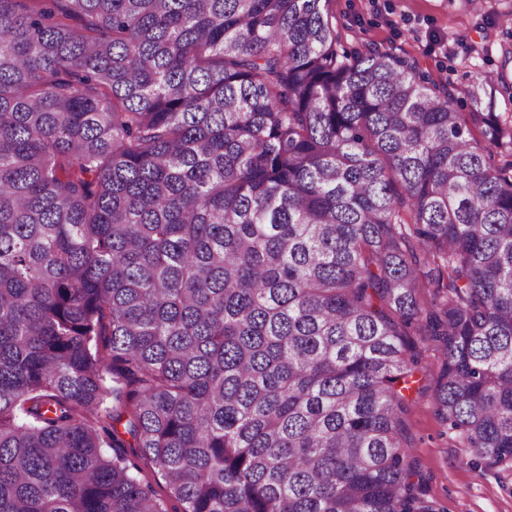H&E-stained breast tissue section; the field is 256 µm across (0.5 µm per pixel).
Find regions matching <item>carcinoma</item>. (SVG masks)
<instances>
[{"label":"carcinoma","mask_w":512,"mask_h":512,"mask_svg":"<svg viewBox=\"0 0 512 512\" xmlns=\"http://www.w3.org/2000/svg\"><path fill=\"white\" fill-rule=\"evenodd\" d=\"M329 2L0 0V512H436L417 336L512 463V115Z\"/></svg>","instance_id":"1"}]
</instances>
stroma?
I'll use <instances>...</instances> for the list:
<instances>
[{
	"label": "stroma",
	"instance_id": "stroma-1",
	"mask_svg": "<svg viewBox=\"0 0 512 512\" xmlns=\"http://www.w3.org/2000/svg\"><path fill=\"white\" fill-rule=\"evenodd\" d=\"M340 51L376 46L416 58L435 82H454L456 111L471 110L465 90L476 75L512 74V0H332ZM423 388L405 417L409 452L425 475V490L438 512H512V467H474L460 435L433 415L440 362L420 349Z\"/></svg>",
	"mask_w": 512,
	"mask_h": 512
}]
</instances>
